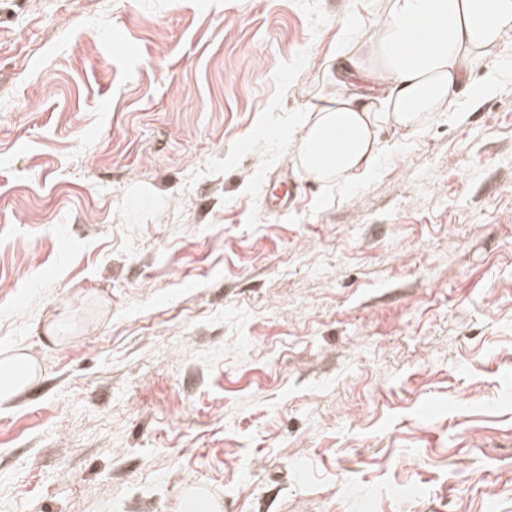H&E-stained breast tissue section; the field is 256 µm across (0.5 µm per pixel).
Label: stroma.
<instances>
[{
    "label": "stroma",
    "mask_w": 512,
    "mask_h": 512,
    "mask_svg": "<svg viewBox=\"0 0 512 512\" xmlns=\"http://www.w3.org/2000/svg\"><path fill=\"white\" fill-rule=\"evenodd\" d=\"M387 6L0 0V512H512V34L263 207ZM270 193L265 199V206L271 214H281L291 205L298 184L295 179L288 178V170L269 177ZM36 376L33 360L21 353L6 354L0 358V401L14 397L27 387Z\"/></svg>",
    "instance_id": "1"
}]
</instances>
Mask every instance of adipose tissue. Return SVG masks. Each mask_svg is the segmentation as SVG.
I'll return each mask as SVG.
<instances>
[{"mask_svg":"<svg viewBox=\"0 0 512 512\" xmlns=\"http://www.w3.org/2000/svg\"><path fill=\"white\" fill-rule=\"evenodd\" d=\"M382 35L371 48L383 63L380 97L349 96L318 108L298 145L304 171L331 182L369 171L379 152L378 123L413 129L425 112L442 111L484 56L512 33V0H388ZM432 21L437 33L411 50L413 25ZM36 376L24 354L0 356V401Z\"/></svg>","mask_w":512,"mask_h":512,"instance_id":"adipose-tissue-1","label":"adipose tissue"}]
</instances>
